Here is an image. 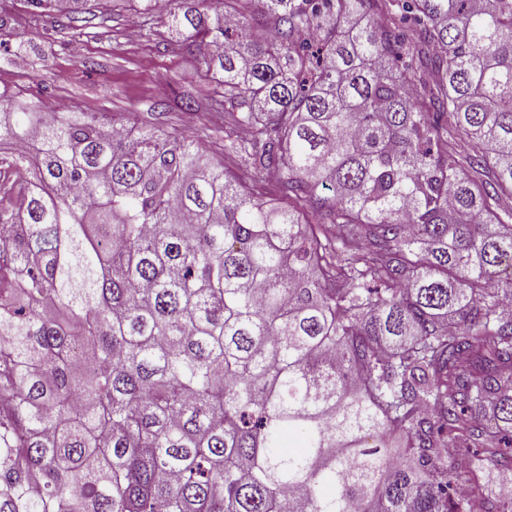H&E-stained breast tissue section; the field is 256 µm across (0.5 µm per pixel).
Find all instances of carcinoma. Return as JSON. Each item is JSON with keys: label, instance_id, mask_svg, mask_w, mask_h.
<instances>
[{"label": "carcinoma", "instance_id": "obj_1", "mask_svg": "<svg viewBox=\"0 0 512 512\" xmlns=\"http://www.w3.org/2000/svg\"><path fill=\"white\" fill-rule=\"evenodd\" d=\"M252 2L172 26L272 194L0 92V512H512V0ZM467 450L466 448H460V451L453 452V454L448 457V460L446 461V465L449 467H461L462 470L466 471V478L468 479V475H470L471 480L476 479L478 482H480L482 485H485L488 480L489 473H492L493 475L496 474V470L494 469V466L491 462L484 460L481 462V469L480 468H474L470 474H468V461H467Z\"/></svg>", "mask_w": 512, "mask_h": 512}]
</instances>
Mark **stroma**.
<instances>
[{
  "label": "stroma",
  "instance_id": "35a3bbf8",
  "mask_svg": "<svg viewBox=\"0 0 512 512\" xmlns=\"http://www.w3.org/2000/svg\"><path fill=\"white\" fill-rule=\"evenodd\" d=\"M198 0H171L167 10L143 15L137 0H87L76 16L34 18L27 0H0V90L75 105L84 112H120L145 130L189 132L240 180L244 165L224 150L227 113L210 108L215 84L199 76L198 54L179 46L168 29L170 12ZM96 69H87V62ZM191 91L195 111L181 106Z\"/></svg>",
  "mask_w": 512,
  "mask_h": 512
}]
</instances>
